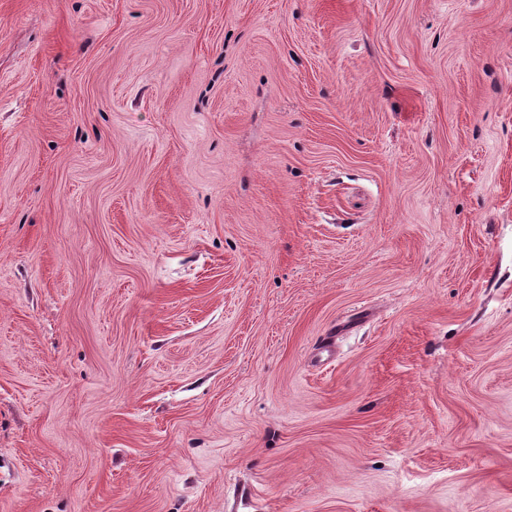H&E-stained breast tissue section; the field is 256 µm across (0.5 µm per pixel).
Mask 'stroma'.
I'll use <instances>...</instances> for the list:
<instances>
[{
	"label": "stroma",
	"instance_id": "1",
	"mask_svg": "<svg viewBox=\"0 0 512 512\" xmlns=\"http://www.w3.org/2000/svg\"><path fill=\"white\" fill-rule=\"evenodd\" d=\"M0 512H512V0H0Z\"/></svg>",
	"mask_w": 512,
	"mask_h": 512
}]
</instances>
